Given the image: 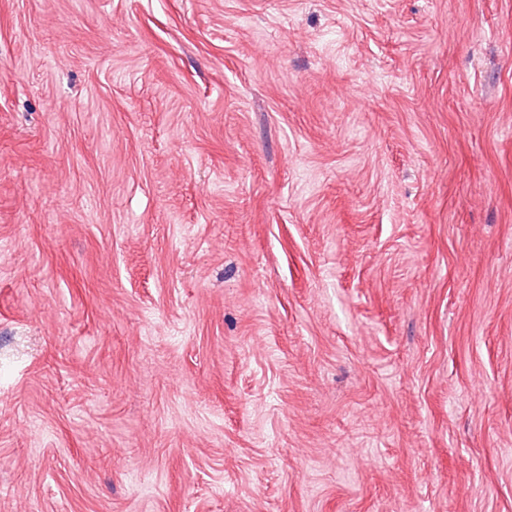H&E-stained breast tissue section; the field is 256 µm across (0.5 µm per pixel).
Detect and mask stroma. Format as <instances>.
Here are the masks:
<instances>
[{"instance_id": "obj_1", "label": "stroma", "mask_w": 512, "mask_h": 512, "mask_svg": "<svg viewBox=\"0 0 512 512\" xmlns=\"http://www.w3.org/2000/svg\"><path fill=\"white\" fill-rule=\"evenodd\" d=\"M0 512H512V0H0Z\"/></svg>"}]
</instances>
